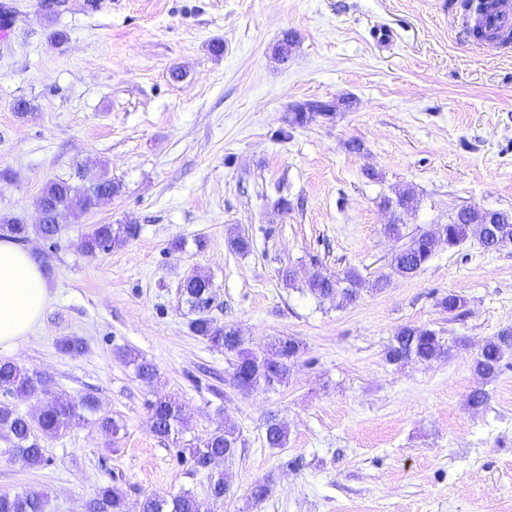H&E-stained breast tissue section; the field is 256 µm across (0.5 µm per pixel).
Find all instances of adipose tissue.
I'll use <instances>...</instances> for the list:
<instances>
[{
  "label": "adipose tissue",
  "instance_id": "1",
  "mask_svg": "<svg viewBox=\"0 0 512 512\" xmlns=\"http://www.w3.org/2000/svg\"><path fill=\"white\" fill-rule=\"evenodd\" d=\"M50 283L29 250L0 240V350L18 347L40 322Z\"/></svg>",
  "mask_w": 512,
  "mask_h": 512
}]
</instances>
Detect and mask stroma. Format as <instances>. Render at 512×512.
<instances>
[{"label": "stroma", "mask_w": 512, "mask_h": 512, "mask_svg": "<svg viewBox=\"0 0 512 512\" xmlns=\"http://www.w3.org/2000/svg\"><path fill=\"white\" fill-rule=\"evenodd\" d=\"M5 2L0 170L13 179L0 181V215L38 224L45 184L78 171L121 189L68 216L58 238L29 236L53 298L0 361L42 371L49 393L93 395L121 430L75 419L38 467L0 438V492L48 493V512H87L104 484L125 492L129 512L151 494L203 500L207 476L180 450L229 423L238 449L223 464L230 493L218 512H512V366L488 383L472 370L484 342L512 327V247L442 244L416 276L375 286L399 246L382 204L396 190L418 199L402 216L410 234L464 206L512 214V42L474 40L461 0H62L52 21L39 0ZM286 31L296 45L283 64L271 46ZM20 97L33 104L24 118L12 110ZM306 100L335 103L334 118L281 139ZM130 222L136 239L79 250L91 225ZM237 232L252 238L249 253L230 249ZM286 265L355 270L360 295L318 300L279 280ZM195 273L211 280L213 316L253 349L303 342L285 382L227 385L232 355L189 329L180 284ZM448 292L466 298L464 316L437 306ZM407 324L466 344L388 363ZM64 338L82 350L61 352ZM127 349L153 363V383L121 360ZM476 389L488 401L474 411ZM158 395L186 410L177 439L149 428ZM271 417L288 429L285 447L265 443ZM258 481L271 486L259 504Z\"/></svg>", "instance_id": "obj_1"}]
</instances>
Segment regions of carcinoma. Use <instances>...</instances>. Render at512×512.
I'll return each mask as SVG.
<instances>
[{
	"label": "carcinoma",
	"instance_id": "1",
	"mask_svg": "<svg viewBox=\"0 0 512 512\" xmlns=\"http://www.w3.org/2000/svg\"><path fill=\"white\" fill-rule=\"evenodd\" d=\"M295 36L286 32L273 45V56L279 62H285L291 55ZM335 105L321 100H307L295 104L288 118L289 129L281 131L283 137L289 136V130L304 127L318 119L332 117L330 110ZM120 191V184L103 177L89 186L76 185L67 179L49 181L41 191L37 201L38 209L44 215V222L30 228L19 218H0V238L24 242L34 231L45 239L55 237L66 216L75 210L93 208L99 198L114 195ZM416 197L407 189L396 193V197L384 200V206L391 210L414 208ZM445 237L443 243L453 248L469 237L483 241L487 237L488 225L470 224L466 220L443 225ZM140 226L137 224H96L85 233L79 243L80 250L89 256L107 251L114 246L128 243L138 237ZM434 230L420 232L411 236L410 241L394 253L389 262L391 275L377 280L376 286L383 288L390 276L411 277L419 273L434 253ZM305 287L319 299L338 296L345 303L357 300L362 287L358 272L347 271L336 279L320 272L311 274L305 280ZM181 295L189 309L195 314L189 322L190 331L209 344L234 356L231 363L233 375L247 390L273 389L283 383L288 372L302 353L303 346L295 338L280 339L272 346L275 366L269 367L263 353L246 345L240 331L232 326L222 325L211 316L213 303L211 282L208 276L192 274L181 283ZM437 305L448 313L458 317L465 314V299L455 293L443 294L437 298ZM451 346L445 343L436 331L424 327L406 325L398 329L391 343L385 349L387 362L405 365L410 362L430 361L448 355ZM512 355V328L501 330L488 339L473 361V371L481 379L490 382L498 377L504 366L506 355ZM127 362L135 364L137 374L151 380L156 375L155 366L138 359L130 353L124 354ZM45 387V375L39 371L28 370L11 361H0V391L6 399L0 400V436L10 442L12 457L27 465L35 466L45 461L42 443L59 437L64 429L80 411H95L94 397L86 395L75 399L67 394L57 393L48 398L36 414L23 413L17 402L27 400L41 393ZM150 428L153 433L167 438L187 424L182 404L174 399L159 396L148 405ZM265 441L270 448H283L288 441L287 428L271 419L266 425ZM237 449L236 430L226 425L188 448V461L196 472H206L210 476L208 499L201 501L189 490L164 497L153 495L146 498L145 512H215L222 504L227 493L224 489V473L215 472L224 461L232 457ZM48 496L44 492L26 491L22 493H0V512H46ZM90 512H127L126 495L117 486L103 485L97 488L90 503Z\"/></svg>",
	"mask_w": 512,
	"mask_h": 512
}]
</instances>
